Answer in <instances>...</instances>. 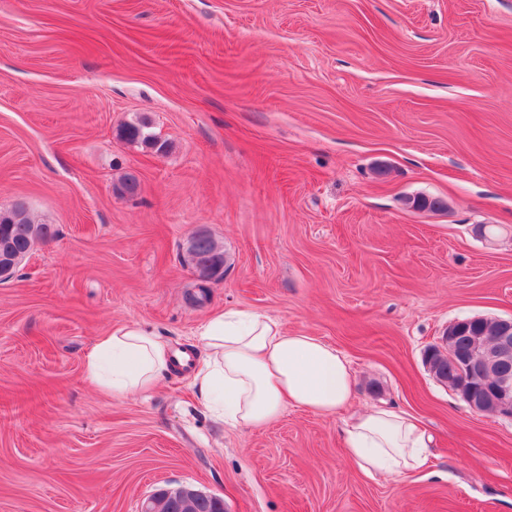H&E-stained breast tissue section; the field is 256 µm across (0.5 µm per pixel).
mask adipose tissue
<instances>
[{
  "label": "adipose tissue",
  "instance_id": "1",
  "mask_svg": "<svg viewBox=\"0 0 512 512\" xmlns=\"http://www.w3.org/2000/svg\"><path fill=\"white\" fill-rule=\"evenodd\" d=\"M199 336L204 354L193 386L215 421L260 427L288 405L331 415L351 395L353 375L340 350L314 336L284 332L267 315L222 312L202 325ZM175 358L156 333L126 323L98 337L84 367L96 387L124 398L151 391ZM344 440L347 460L373 478L419 473L431 444L413 416L388 405L352 415Z\"/></svg>",
  "mask_w": 512,
  "mask_h": 512
}]
</instances>
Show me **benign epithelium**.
Listing matches in <instances>:
<instances>
[{
    "instance_id": "obj_1",
    "label": "benign epithelium",
    "mask_w": 512,
    "mask_h": 512,
    "mask_svg": "<svg viewBox=\"0 0 512 512\" xmlns=\"http://www.w3.org/2000/svg\"><path fill=\"white\" fill-rule=\"evenodd\" d=\"M205 240L206 235L200 232L189 240L186 249L187 255L198 261L196 278L203 286L216 282L221 272L215 261L201 259V245ZM26 259L27 255L22 253L0 252V279L12 278ZM478 321L480 318L470 317L451 322L444 331L441 343L428 348L424 364L435 378H440L437 359L452 355L446 343L469 334ZM496 322L497 327L491 336L476 342L470 353L456 359L454 393L478 414L512 420V371L502 367L512 359V318H498ZM177 496L179 509L190 512L194 502L205 493L193 486L183 485L178 488Z\"/></svg>"
}]
</instances>
